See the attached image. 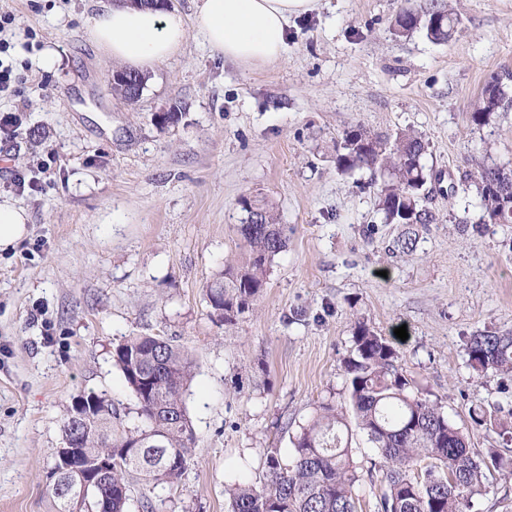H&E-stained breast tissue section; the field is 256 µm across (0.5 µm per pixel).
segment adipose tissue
Returning <instances> with one entry per match:
<instances>
[{
	"mask_svg": "<svg viewBox=\"0 0 512 512\" xmlns=\"http://www.w3.org/2000/svg\"><path fill=\"white\" fill-rule=\"evenodd\" d=\"M316 4L317 0H198L189 21L176 11L106 6L93 17L89 34L112 61L138 70L176 54L192 29L225 59L260 65L286 53L292 17Z\"/></svg>",
	"mask_w": 512,
	"mask_h": 512,
	"instance_id": "obj_1",
	"label": "adipose tissue"
}]
</instances>
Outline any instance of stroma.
<instances>
[{
	"instance_id": "obj_1",
	"label": "stroma",
	"mask_w": 512,
	"mask_h": 512,
	"mask_svg": "<svg viewBox=\"0 0 512 512\" xmlns=\"http://www.w3.org/2000/svg\"><path fill=\"white\" fill-rule=\"evenodd\" d=\"M115 2L0 0L21 24L11 60L25 105L0 138V201L29 216L27 236L0 251V512H50L77 396L105 394L117 425L134 429L136 399L112 362L133 335L195 362L185 402L197 440L179 483L150 493L130 479L153 512H227L230 477L259 482L264 449L290 452L317 405L338 401L360 321L394 339L412 387L472 447L512 458V432L469 416L480 407L512 423V391L466 352L478 332L512 331V224L485 217L474 183L479 166L512 165V111L468 119L490 77L512 68V0H318L290 22L286 54L259 67L192 31L132 103L113 95L118 65L88 35ZM435 3L459 21L448 42L394 34L404 8ZM47 48L59 58L50 70ZM172 109L177 120L161 121ZM353 126L428 142L437 221L411 253H389L400 227L383 223L369 173L336 168ZM40 161L37 186L17 193L14 172ZM257 194L288 246L228 328L205 290L239 256L238 198Z\"/></svg>"
}]
</instances>
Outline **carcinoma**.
I'll return each mask as SVG.
<instances>
[{"label": "carcinoma", "instance_id": "1", "mask_svg": "<svg viewBox=\"0 0 512 512\" xmlns=\"http://www.w3.org/2000/svg\"><path fill=\"white\" fill-rule=\"evenodd\" d=\"M397 29H421L435 42H445L455 28L454 19L438 5L424 14L411 7L395 18ZM511 85L508 96L494 94L500 82ZM512 110V71L491 77L472 105L469 121L488 124L499 112ZM426 143L421 135L404 130L392 137L373 135L360 126L344 132L336 143V167L342 172L366 169L376 187L384 223L403 226L390 251L416 249L419 229L436 221L425 205L424 164ZM498 165L482 166L476 188L481 206L496 224H512V198L485 185ZM241 210L258 211L262 223L237 226L245 259L225 265L206 286L212 315L226 326L253 310L267 284L272 260L288 245V226L278 222L273 203L242 196ZM469 366L478 374L494 372L512 377V332L485 331L467 344ZM398 353L389 339L360 321L353 332L350 356L344 362L346 386L337 403H324L300 427L293 441L291 463L280 449H263L265 474L260 484L234 483L229 488V512H358L354 486L362 465L357 460L358 438L375 448L370 470L381 475L384 489L377 512H473L474 500L484 488L485 472L501 470L512 476V461L488 448L477 453L466 435L420 391L410 389L397 365ZM113 364L137 400L139 426L127 434L112 429V402L91 392L95 400L89 424L73 427L64 420L62 433L81 435L82 447L92 461L111 460L102 494L112 498V512H130L127 476L137 474L148 489L173 485L181 478L195 433L185 405V393L194 374L188 351L154 336H130L116 345ZM150 379L149 388L136 375ZM475 425L502 428L487 411L472 410ZM431 460L416 471L418 461ZM52 512H99V500L89 497L69 503L51 490Z\"/></svg>", "mask_w": 512, "mask_h": 512}]
</instances>
